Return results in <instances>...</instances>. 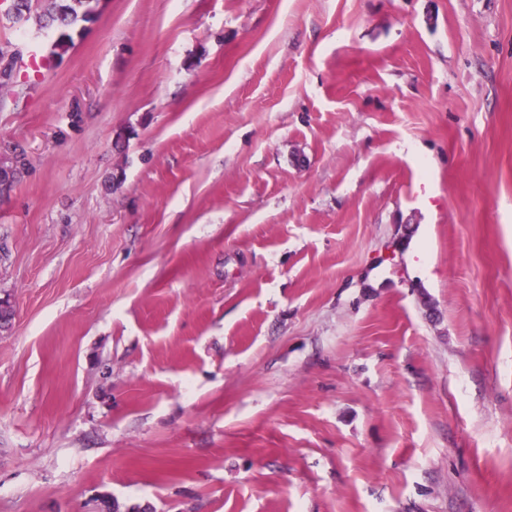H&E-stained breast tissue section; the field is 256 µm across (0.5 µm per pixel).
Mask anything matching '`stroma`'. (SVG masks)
Returning a JSON list of instances; mask_svg holds the SVG:
<instances>
[{
	"label": "stroma",
	"mask_w": 512,
	"mask_h": 512,
	"mask_svg": "<svg viewBox=\"0 0 512 512\" xmlns=\"http://www.w3.org/2000/svg\"><path fill=\"white\" fill-rule=\"evenodd\" d=\"M71 36L0 87V512H512V0Z\"/></svg>",
	"instance_id": "obj_1"
}]
</instances>
